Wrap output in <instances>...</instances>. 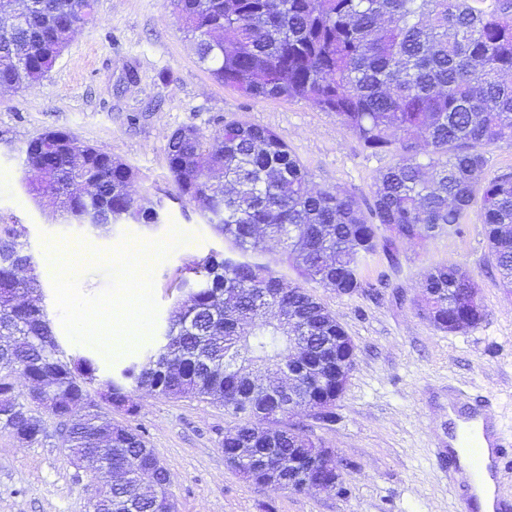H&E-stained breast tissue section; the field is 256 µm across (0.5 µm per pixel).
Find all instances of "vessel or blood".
Instances as JSON below:
<instances>
[{"label": "vessel or blood", "instance_id": "obj_1", "mask_svg": "<svg viewBox=\"0 0 512 512\" xmlns=\"http://www.w3.org/2000/svg\"><path fill=\"white\" fill-rule=\"evenodd\" d=\"M448 414L456 421L448 438V491L459 501L462 512H481L478 490L484 482L502 480L508 466L505 450L512 446V436L492 404L472 398L465 389H449ZM461 448L469 452L470 470H462L455 462Z\"/></svg>", "mask_w": 512, "mask_h": 512}]
</instances>
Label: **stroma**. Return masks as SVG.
<instances>
[{
  "instance_id": "stroma-1",
  "label": "stroma",
  "mask_w": 512,
  "mask_h": 512,
  "mask_svg": "<svg viewBox=\"0 0 512 512\" xmlns=\"http://www.w3.org/2000/svg\"><path fill=\"white\" fill-rule=\"evenodd\" d=\"M94 12L43 80L0 93V216L28 230L59 343L116 372L165 325L176 296L169 285L184 262L229 248L192 203L178 198L167 163L171 132L191 126L213 138L230 120L271 129L309 170L314 188L339 186L361 203L392 158L365 149L335 114L306 101L251 99L215 81L169 0H94ZM50 131L127 164L135 196L160 205L161 223L116 224L105 235L60 223L23 182L27 144ZM85 246L95 261L79 266L71 289H63L42 265L48 249L58 248L67 263ZM395 253L393 263L382 252L368 259L364 291L308 286L351 337L355 364L334 421L305 414L296 421L335 450L348 494L292 493L248 481L224 460L231 418L222 406L140 391L137 415L116 410L112 420L144 430L169 472L178 512H460L448 492V461L439 455L448 441V387L467 386L512 424V292L500 287L489 262L479 209L470 210L460 234L399 242ZM440 264L473 272L486 312L477 327L448 333L424 316L423 277ZM67 291L105 320L137 309L145 318L142 337L116 351L102 337L74 335ZM45 424L47 436L35 445L0 434V512H87L94 488L106 480L95 464L74 466L56 420Z\"/></svg>"
}]
</instances>
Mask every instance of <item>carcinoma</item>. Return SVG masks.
<instances>
[{"instance_id":"obj_1","label":"carcinoma","mask_w":512,"mask_h":512,"mask_svg":"<svg viewBox=\"0 0 512 512\" xmlns=\"http://www.w3.org/2000/svg\"><path fill=\"white\" fill-rule=\"evenodd\" d=\"M201 64L217 81L254 99H300L336 115L373 153L393 163L371 186L361 209L346 191L314 190L311 174L285 138L241 121L205 138L176 129L167 146L179 196L193 203L230 243L184 264L176 284L188 296L174 306L156 346L112 378V407L127 386L168 398L221 404L235 419L224 448L268 455L281 474L302 450L324 444L288 423L295 408L255 381L290 370L305 388L314 417L330 420L355 363L354 345L335 315L300 285L285 287L273 269L248 260L264 240L283 245L305 282L342 295L363 288L367 259L398 240L460 232L481 206L489 256L500 284L512 290V172H487L486 149L512 142V0H171ZM0 0V18L19 13ZM23 20L0 24V87L37 82L51 70L76 27L94 19L93 0H28ZM30 141L25 163L39 173L28 192L50 198L69 224L103 229L123 221L157 224L158 214L130 192L132 170L95 147L46 164ZM97 183L86 201L77 174ZM27 228L0 219V434L39 444L43 417L28 409L37 389L73 404L56 420L73 462L94 459L131 480L112 483L90 512H165L169 478L155 473L141 490V469L155 452L132 425L112 424L90 400L98 366L67 352L42 305L20 298L39 292ZM424 312L436 328L457 333L479 325L485 311L473 274L458 264L433 267L425 278ZM293 321L306 349L291 359L279 329ZM267 422L282 429L269 437Z\"/></svg>"}]
</instances>
